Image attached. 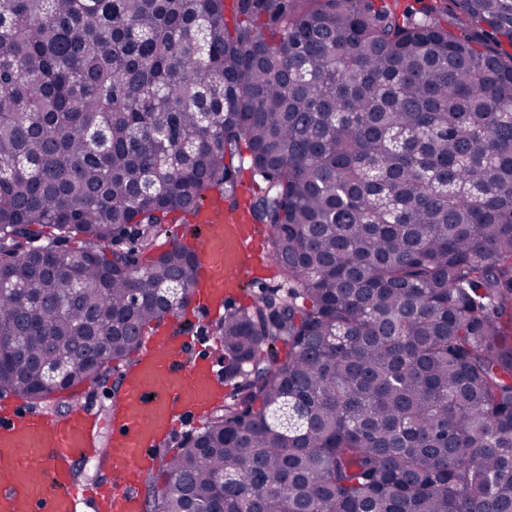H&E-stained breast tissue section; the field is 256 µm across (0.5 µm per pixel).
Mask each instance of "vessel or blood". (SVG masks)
Here are the masks:
<instances>
[{"label": "vessel or blood", "mask_w": 512, "mask_h": 512, "mask_svg": "<svg viewBox=\"0 0 512 512\" xmlns=\"http://www.w3.org/2000/svg\"><path fill=\"white\" fill-rule=\"evenodd\" d=\"M195 221L198 265L187 312L147 339L109 416L85 402L61 418L0 402V512H77L83 500L105 512H143L139 487L159 438L176 426L201 422L217 396L215 361L205 356L183 361L190 339L176 327L187 313L223 309L225 299L244 284L245 253L257 241L255 229L225 216L216 202ZM106 425L111 428L106 445L93 443L94 431ZM82 457L104 463L111 478L80 482L73 463Z\"/></svg>", "instance_id": "vessel-or-blood-1"}]
</instances>
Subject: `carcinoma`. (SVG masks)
Masks as SVG:
<instances>
[{
    "mask_svg": "<svg viewBox=\"0 0 512 512\" xmlns=\"http://www.w3.org/2000/svg\"><path fill=\"white\" fill-rule=\"evenodd\" d=\"M502 42L512 0H0V385L132 362L195 286L142 255L247 169L288 292L225 312L243 380L154 512H512Z\"/></svg>",
    "mask_w": 512,
    "mask_h": 512,
    "instance_id": "carcinoma-1",
    "label": "carcinoma"
}]
</instances>
